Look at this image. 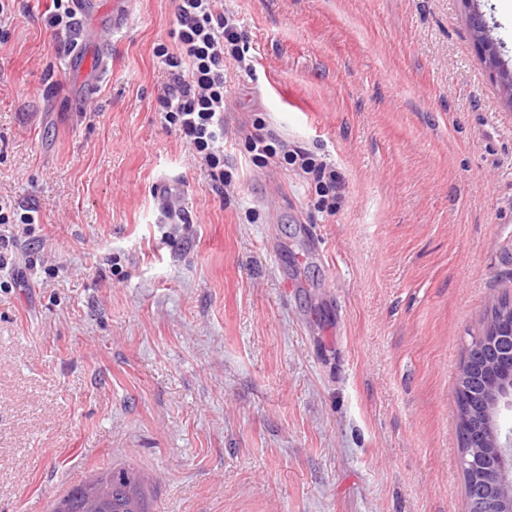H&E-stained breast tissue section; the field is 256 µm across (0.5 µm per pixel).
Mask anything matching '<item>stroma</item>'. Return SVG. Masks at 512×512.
Returning <instances> with one entry per match:
<instances>
[{
	"label": "stroma",
	"mask_w": 512,
	"mask_h": 512,
	"mask_svg": "<svg viewBox=\"0 0 512 512\" xmlns=\"http://www.w3.org/2000/svg\"><path fill=\"white\" fill-rule=\"evenodd\" d=\"M223 191L168 128L175 0H131L84 96L37 0L0 21V512L98 469L153 512H466L456 384L512 299V0H224ZM335 163L256 159V127ZM171 183L169 208L156 198ZM283 160L287 165L297 166L305 174H313L322 192L326 193L324 196H328L329 193L336 196V188H340L341 185V177L336 168L302 149L293 150L292 153L285 151ZM23 212H18V209L10 202L0 200V224L1 226H15L18 228L19 233L20 224L22 226V234H28L31 224H38L37 211L34 209H21Z\"/></svg>",
	"instance_id": "stroma-1"
}]
</instances>
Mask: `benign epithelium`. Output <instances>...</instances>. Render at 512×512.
Returning a JSON list of instances; mask_svg holds the SVG:
<instances>
[{
  "mask_svg": "<svg viewBox=\"0 0 512 512\" xmlns=\"http://www.w3.org/2000/svg\"><path fill=\"white\" fill-rule=\"evenodd\" d=\"M512 339V309L494 316L483 332L467 348V356L479 358L493 346V339ZM486 384L492 387L493 401L481 404L473 416L481 421L460 454V466L471 471L495 468L501 482L504 512H512V426L497 423L495 415L504 408L512 409V359L489 367ZM112 489L103 486L83 503L84 512H99Z\"/></svg>",
  "mask_w": 512,
  "mask_h": 512,
  "instance_id": "benign-epithelium-1",
  "label": "benign epithelium"
}]
</instances>
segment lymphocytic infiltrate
<instances>
[{
    "instance_id": "1",
    "label": "lymphocytic infiltrate",
    "mask_w": 512,
    "mask_h": 512,
    "mask_svg": "<svg viewBox=\"0 0 512 512\" xmlns=\"http://www.w3.org/2000/svg\"><path fill=\"white\" fill-rule=\"evenodd\" d=\"M173 46L155 54L168 69L158 110L203 160L216 190L224 188L226 59L244 61L242 36L221 0H177Z\"/></svg>"
}]
</instances>
